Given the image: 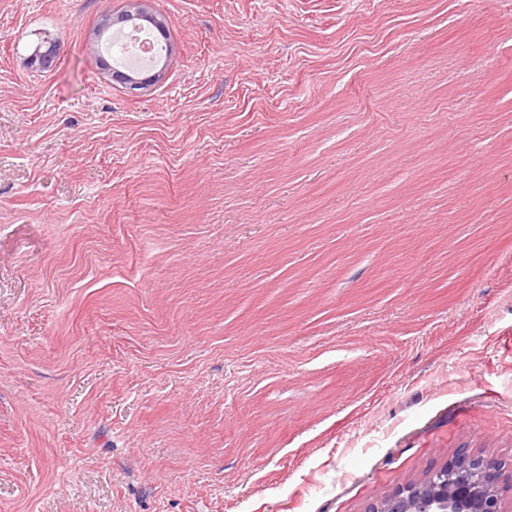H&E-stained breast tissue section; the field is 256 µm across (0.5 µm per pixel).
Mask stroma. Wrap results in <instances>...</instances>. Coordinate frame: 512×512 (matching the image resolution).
I'll list each match as a JSON object with an SVG mask.
<instances>
[{
  "instance_id": "obj_1",
  "label": "stroma",
  "mask_w": 512,
  "mask_h": 512,
  "mask_svg": "<svg viewBox=\"0 0 512 512\" xmlns=\"http://www.w3.org/2000/svg\"><path fill=\"white\" fill-rule=\"evenodd\" d=\"M133 7L0 0V512H512V0ZM134 2H136V4H138V6L136 7L137 9L134 13L126 11L125 13H122V14L114 17L113 19L105 20L101 24V26L99 27V30H98L97 37L99 39H98L97 43L103 37L102 30H108L112 27V25H114L116 23L133 21L135 19H147L155 26L157 31L164 38H166L170 20L167 17L150 10V8L147 4L148 2H151L150 0H138V1H134ZM140 28V27H137ZM143 31L139 29H129L127 31H124L122 36L120 38H132L133 40H136L137 42H142V45L144 49L135 50L128 54L125 59L129 62V64H135V65H143L138 67H132V69L137 70L141 69L150 63H152L156 57L161 52V47L159 44L155 41V39L152 37V34L145 28H140ZM145 31V32H144ZM149 34H147V33ZM146 64V65H145ZM167 60L158 68L157 66L153 69L154 72L146 78H140L139 75L121 74L112 72V78L116 81L126 85L130 90H138L144 86L149 85L153 82H158L163 79L166 70ZM500 464L460 454L424 481L399 488L368 512H506L498 488ZM441 481L437 482L436 479ZM430 482L427 486H419Z\"/></svg>"
}]
</instances>
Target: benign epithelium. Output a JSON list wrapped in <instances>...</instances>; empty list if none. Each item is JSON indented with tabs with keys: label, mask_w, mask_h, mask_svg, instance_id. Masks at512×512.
Instances as JSON below:
<instances>
[{
	"label": "benign epithelium",
	"mask_w": 512,
	"mask_h": 512,
	"mask_svg": "<svg viewBox=\"0 0 512 512\" xmlns=\"http://www.w3.org/2000/svg\"><path fill=\"white\" fill-rule=\"evenodd\" d=\"M150 0H136L137 9L105 20L99 30L116 23L146 19L165 36L170 20L150 10ZM166 65L154 68L146 78L114 72L112 78L130 90L141 89L163 79ZM500 464L478 454H460L449 464L431 472L427 486L399 488L391 496L371 506L368 512H505L498 488Z\"/></svg>",
	"instance_id": "7a95c632"
}]
</instances>
